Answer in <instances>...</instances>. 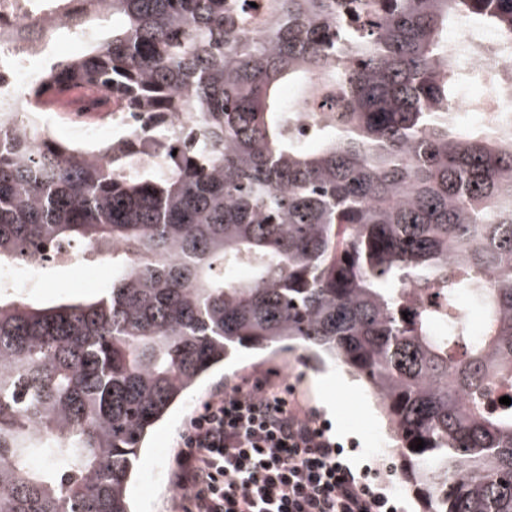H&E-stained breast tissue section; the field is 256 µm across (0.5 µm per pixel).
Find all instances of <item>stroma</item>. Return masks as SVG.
<instances>
[{
	"mask_svg": "<svg viewBox=\"0 0 512 512\" xmlns=\"http://www.w3.org/2000/svg\"><path fill=\"white\" fill-rule=\"evenodd\" d=\"M96 288L72 266L59 264L54 274L39 276L29 291L31 301L52 304L63 298H89ZM274 371L292 399L310 411L328 436L344 450L355 472L364 474L375 488L390 492L397 512H421L415 493L405 482L386 420L361 381L343 370H317L307 362L301 349L276 351L240 350L238 355L214 372L160 423L144 448L131 486L135 512H175L176 492L170 482L179 451L178 444L191 418L218 389L252 380L255 375Z\"/></svg>",
	"mask_w": 512,
	"mask_h": 512,
	"instance_id": "obj_1",
	"label": "stroma"
}]
</instances>
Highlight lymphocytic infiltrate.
<instances>
[{
	"label": "lymphocytic infiltrate",
	"mask_w": 512,
	"mask_h": 512,
	"mask_svg": "<svg viewBox=\"0 0 512 512\" xmlns=\"http://www.w3.org/2000/svg\"><path fill=\"white\" fill-rule=\"evenodd\" d=\"M178 512H393L271 378L216 392L183 433Z\"/></svg>",
	"instance_id": "lymphocytic-infiltrate-1"
}]
</instances>
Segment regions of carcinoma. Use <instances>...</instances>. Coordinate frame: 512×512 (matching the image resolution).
<instances>
[{
    "instance_id": "carcinoma-1",
    "label": "carcinoma",
    "mask_w": 512,
    "mask_h": 512,
    "mask_svg": "<svg viewBox=\"0 0 512 512\" xmlns=\"http://www.w3.org/2000/svg\"><path fill=\"white\" fill-rule=\"evenodd\" d=\"M39 9L0 39L66 30L85 50L0 101V267L44 272L78 243L113 276L45 306L0 288V512H131L153 427L236 350L291 342L365 378L424 512H512V404L489 385L512 389V124L459 127L460 82L496 73L444 59L461 17L511 43L512 0ZM65 85L152 126L31 128ZM303 112L322 114L307 141ZM434 288L403 318L406 291Z\"/></svg>"
}]
</instances>
